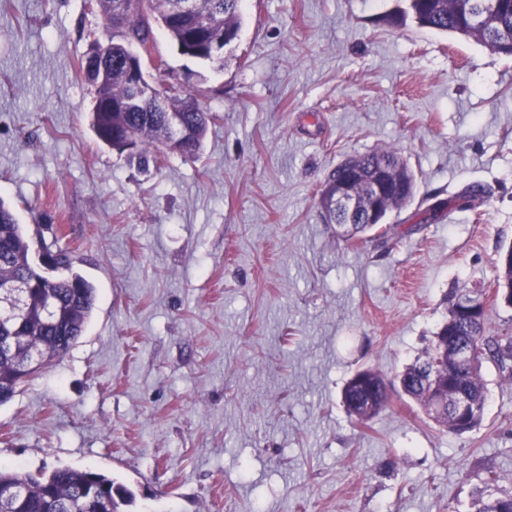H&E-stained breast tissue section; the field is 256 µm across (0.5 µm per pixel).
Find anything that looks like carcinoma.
I'll list each match as a JSON object with an SVG mask.
<instances>
[{
	"label": "carcinoma",
	"mask_w": 512,
	"mask_h": 512,
	"mask_svg": "<svg viewBox=\"0 0 512 512\" xmlns=\"http://www.w3.org/2000/svg\"><path fill=\"white\" fill-rule=\"evenodd\" d=\"M172 0H87V6L105 22L106 27L121 28L123 36L138 37L141 44L153 49V25L160 26L181 52L193 59L213 60L208 44L196 40V25L206 19L224 30V45L231 44L238 36L242 24L243 0H196L197 15L194 18H178L169 15ZM406 8L387 17L393 21L399 17H411L421 28L472 38L483 46L495 45L500 54L512 56V0H405ZM107 53L94 61L81 64L86 83L93 91L94 105L91 126L98 140L110 148L125 151L120 137L127 131L134 132L137 142L127 157L147 166L149 161L162 159L161 132L167 113L141 112L137 109L115 110L112 104L132 95L128 71L119 62L122 47L115 36L107 38ZM165 91L167 109L181 113L183 123L191 129L192 137L179 155L185 159L199 157L203 139L216 113L199 107L188 109L193 95L174 81L171 72L156 76ZM364 173V181L353 187L361 196L371 190V177L382 164L399 167L401 160L391 149H379L356 157ZM407 177L405 188L393 187L381 198L382 209L392 212L400 209L415 194L416 184L407 167H402ZM347 179L345 163L336 165L325 177L318 204L327 209L332 198L334 184ZM492 194L489 186L473 182L460 192L438 201L433 213L444 210L475 207L486 202ZM375 231L367 237L365 233ZM345 241L376 242L388 251L404 243L405 234L390 224L374 227L364 224L344 235ZM31 241L22 231L13 213L0 201V280L20 278L35 281L37 286L27 288L23 295L21 312L0 311V338L21 336L17 351L0 348V404L10 400L19 387V379L25 361L34 356L57 358L73 346L83 334L95 304L93 288L76 272L70 271L52 280H45L30 265ZM508 257H500L501 268L494 286L498 298L512 306V248ZM448 342V352L458 343L469 344L476 354L477 365L455 372L456 384L448 386L453 394L461 386L470 393L477 404V413L470 418L467 429L477 426L483 418L486 393L480 376L482 362L491 360L505 380L512 382V334L498 333L491 329L489 317L479 323L457 321L451 329H439L433 347L422 360L406 366L398 375L400 392L430 411L429 386L425 384L432 373L435 348ZM354 377L365 380L372 391L359 404L353 403L349 388H344L343 400L351 417L365 424L379 414L389 403L388 382L369 369H363ZM133 502L132 494L114 479L96 472L59 467L48 474L23 475L15 470L0 467V512H122L120 505ZM476 512H512V495L497 496L492 493V482L486 483V493L475 501Z\"/></svg>",
	"instance_id": "1"
}]
</instances>
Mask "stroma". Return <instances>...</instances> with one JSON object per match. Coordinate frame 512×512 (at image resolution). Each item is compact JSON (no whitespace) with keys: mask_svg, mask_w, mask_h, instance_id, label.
Instances as JSON below:
<instances>
[{"mask_svg":"<svg viewBox=\"0 0 512 512\" xmlns=\"http://www.w3.org/2000/svg\"><path fill=\"white\" fill-rule=\"evenodd\" d=\"M404 0H244L223 63L154 54L217 113L200 157L142 170L100 146L80 60L105 37L86 0H0V200L94 288L85 331L0 405V463L69 466L131 512H475L512 494V384L454 434L399 389L368 424L343 404L429 349L512 247V58L413 20ZM221 96H214V89ZM394 148L416 181L353 247L318 205L345 158ZM477 209L433 216L472 182ZM382 218V211L379 205L377 203L373 204L370 208H368L366 214L363 216L365 221L364 225L355 226L354 232H346V235H343L345 241H350V243L353 245L357 244L358 242L366 243L375 241L377 246H380L387 251H392L399 248L404 243L405 234L398 232L390 224H381ZM367 224L378 225L370 226ZM374 229H376V233L373 236L366 237L362 235ZM494 478L486 483V490L488 492L484 495L481 493L479 498L475 501L476 512H512V495L495 496L492 493V482Z\"/></svg>","mask_w":512,"mask_h":512,"instance_id":"1","label":"stroma"}]
</instances>
